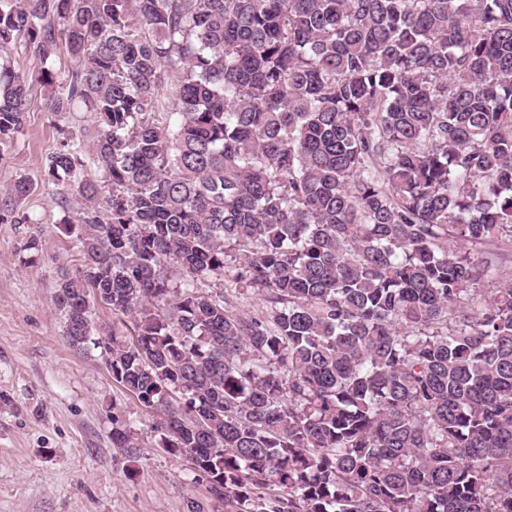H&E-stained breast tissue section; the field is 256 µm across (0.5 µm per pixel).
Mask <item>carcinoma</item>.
<instances>
[{"instance_id":"obj_1","label":"carcinoma","mask_w":512,"mask_h":512,"mask_svg":"<svg viewBox=\"0 0 512 512\" xmlns=\"http://www.w3.org/2000/svg\"><path fill=\"white\" fill-rule=\"evenodd\" d=\"M37 87L98 127L44 171L82 198L65 338L212 500L512 512V281L475 288L512 254V0H0L1 146ZM89 315L96 327L95 337L100 336L106 339V336H109V332L112 331V311L101 304L91 302Z\"/></svg>"}]
</instances>
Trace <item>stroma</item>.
Here are the masks:
<instances>
[{"label":"stroma","mask_w":512,"mask_h":512,"mask_svg":"<svg viewBox=\"0 0 512 512\" xmlns=\"http://www.w3.org/2000/svg\"><path fill=\"white\" fill-rule=\"evenodd\" d=\"M93 146L91 113L52 115L35 90L24 128L0 151V188L27 178L28 224L0 223V512H187L209 503L185 459L158 446L153 417L112 381L104 349L79 352L65 340L55 304L63 276L79 266L64 230L81 204L44 181L50 155L67 135ZM36 238L29 258L23 245ZM135 420L143 454L128 465L112 445V409Z\"/></svg>","instance_id":"35a3bbf8"}]
</instances>
